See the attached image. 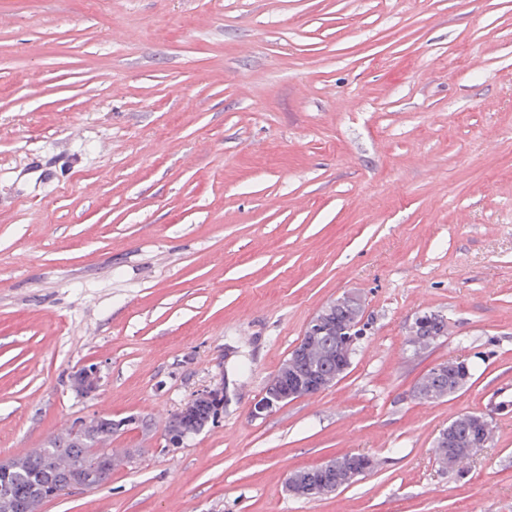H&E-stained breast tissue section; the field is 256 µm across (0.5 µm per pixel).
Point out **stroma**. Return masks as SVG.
<instances>
[{
    "mask_svg": "<svg viewBox=\"0 0 512 512\" xmlns=\"http://www.w3.org/2000/svg\"><path fill=\"white\" fill-rule=\"evenodd\" d=\"M347 292L346 375L252 417ZM423 311L448 330L416 352ZM449 359L468 385L419 399ZM489 409L439 467V431ZM97 414L141 420L121 464L41 512H512V0H0V458ZM349 452L374 469L289 495ZM101 366L87 362L78 367L70 377V387L81 397H95L102 384ZM429 375V371H427L423 377L422 381L418 384V394L419 398L425 401H432L441 399L442 395L447 394L448 397L453 395V392H450L448 388V380L445 383H439L437 380ZM198 396L208 397L209 399L212 400L214 409L218 412L221 411L223 396L220 388H209L205 391H202V393L197 394L194 398L190 399L177 412H175L172 415V428L169 430H164V433L162 435L168 447H178V445H180L181 442L184 440L187 432L182 431L180 426L182 423L189 422L192 430L196 433L203 431L204 428L207 426L209 419H201H203L204 416H207L210 413V402L208 401V399L205 398H196ZM192 404L194 414L200 419H196L190 416ZM187 417H192L193 420L189 421ZM452 425V443L449 447L444 448L450 443V433L446 429L441 431L439 438L434 445V453L438 463L442 468H461L469 462L474 455L473 448L475 435L468 429L467 422L464 418L457 417L448 423V427ZM439 447V448H436Z\"/></svg>",
    "mask_w": 512,
    "mask_h": 512,
    "instance_id": "1",
    "label": "stroma"
}]
</instances>
